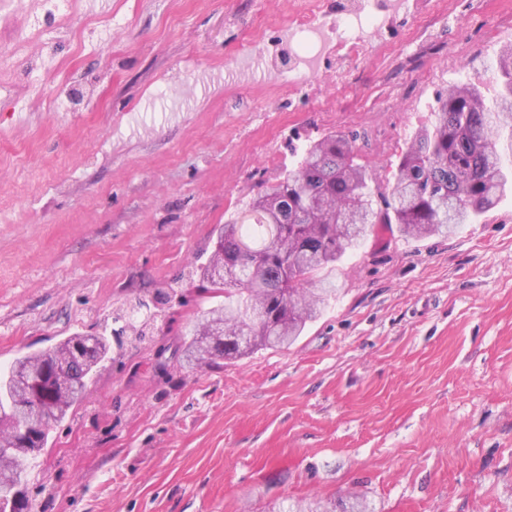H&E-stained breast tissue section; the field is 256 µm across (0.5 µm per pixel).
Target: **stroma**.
<instances>
[{"label": "stroma", "instance_id": "obj_1", "mask_svg": "<svg viewBox=\"0 0 512 512\" xmlns=\"http://www.w3.org/2000/svg\"><path fill=\"white\" fill-rule=\"evenodd\" d=\"M0 29V364L159 318L125 345L32 460L35 512H512V194L456 233L377 224L325 279L288 348L177 367L213 300L197 269L224 224L354 133L379 183L431 124L424 104L512 50V0H408L357 57L286 94L280 55L310 0H80ZM120 25H113V18ZM38 5L41 10L37 16L39 28L70 24L79 15L77 0H48Z\"/></svg>", "mask_w": 512, "mask_h": 512}]
</instances>
